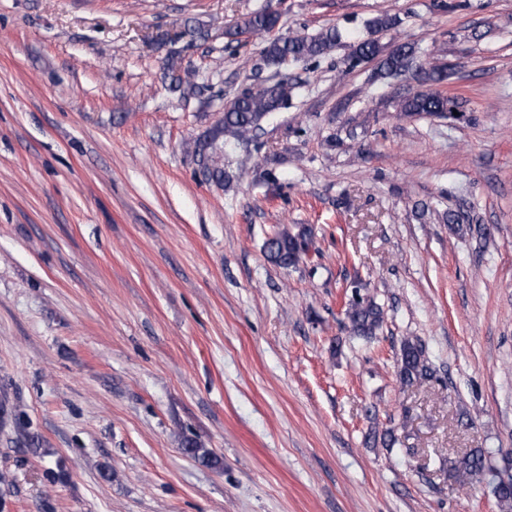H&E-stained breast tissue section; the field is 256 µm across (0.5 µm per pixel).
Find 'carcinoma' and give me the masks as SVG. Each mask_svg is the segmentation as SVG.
Masks as SVG:
<instances>
[{
    "instance_id": "cac0c4a2",
    "label": "carcinoma",
    "mask_w": 512,
    "mask_h": 512,
    "mask_svg": "<svg viewBox=\"0 0 512 512\" xmlns=\"http://www.w3.org/2000/svg\"><path fill=\"white\" fill-rule=\"evenodd\" d=\"M280 15L263 8L246 16L235 30L225 32L230 40L243 35H262L272 32L279 24ZM399 24V19L390 15H379L366 21L370 37L353 45L351 59L355 63L374 61L377 73L397 76L413 67H418L422 83L429 85L425 90L416 91L400 98L399 111L408 115H427L436 118H452L453 111L459 110L456 97L437 89L452 76L445 57H434L426 66L417 65V47L412 42L395 44L385 49L376 35L386 32ZM340 40L337 29L329 28L316 35L278 36L269 40L262 50L267 64L275 69L287 63H299L326 55ZM170 85L187 97L195 93L196 85L189 74H181L174 63L167 66ZM295 87L289 79L266 83L257 88L234 95L224 102V116L213 127L204 141L196 144L194 153L199 157L204 175L220 184L224 181V144L249 140L259 122L283 108L288 107ZM309 230L301 225L297 232L280 230L268 240V258L278 266L296 265L309 251ZM345 315L352 335L369 341L376 336L384 321V311L373 296L356 283L345 291ZM434 377V369L427 362L423 345L412 337H405L400 344V383L406 387L418 386ZM184 451L193 458L206 463H218V459L196 440L185 441ZM461 486H470L478 476L489 477L492 493L501 507L512 508V475L499 471L492 463V452L485 448H473L462 456L448 460Z\"/></svg>"
}]
</instances>
